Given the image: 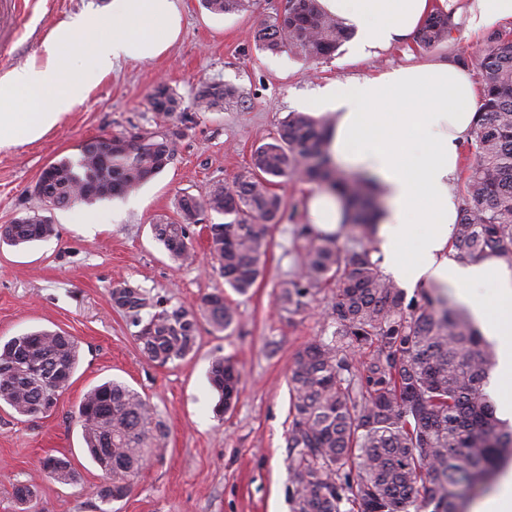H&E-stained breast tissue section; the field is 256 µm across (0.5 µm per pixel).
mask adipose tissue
Wrapping results in <instances>:
<instances>
[{
  "mask_svg": "<svg viewBox=\"0 0 512 512\" xmlns=\"http://www.w3.org/2000/svg\"><path fill=\"white\" fill-rule=\"evenodd\" d=\"M352 27L366 57L404 42L447 0H318ZM176 0H112V17L87 10L55 28L36 58L0 73V149L36 141L82 105L94 78L121 60H152L179 38ZM479 90L470 73L447 63H421L372 77L332 82L314 109L330 117L327 155L339 168L372 177L384 208L374 235L381 266L397 281L441 287L496 341L498 415L512 420V263L496 255L453 258L461 147L477 122ZM306 220L322 236L343 238V199L310 192Z\"/></svg>",
  "mask_w": 512,
  "mask_h": 512,
  "instance_id": "1",
  "label": "adipose tissue"
}]
</instances>
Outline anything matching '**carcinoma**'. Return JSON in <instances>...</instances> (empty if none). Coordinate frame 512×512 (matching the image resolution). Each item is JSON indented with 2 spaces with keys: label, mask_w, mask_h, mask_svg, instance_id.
<instances>
[{
  "label": "carcinoma",
  "mask_w": 512,
  "mask_h": 512,
  "mask_svg": "<svg viewBox=\"0 0 512 512\" xmlns=\"http://www.w3.org/2000/svg\"><path fill=\"white\" fill-rule=\"evenodd\" d=\"M213 14L247 11L252 0H203ZM457 24L436 8L415 35L430 49L453 40ZM350 36L341 22L321 11L317 0H288V8L254 32V41L276 52L286 45L308 58L336 51ZM480 56L483 95L466 150L462 215L451 240L453 256L468 262L496 254L512 262V33L496 31ZM242 100L240 87L208 83L195 98L204 111L226 110ZM160 122L154 131L114 137L104 163L99 141L80 155L52 164L48 193L60 206L92 204L130 191L173 160L177 139L169 118L181 99L159 85L150 98ZM326 120L290 114L272 141L253 153L248 171L212 185L206 196L183 194L176 217L153 225L155 239L177 264L193 259L191 227L205 212L230 217L208 224L210 254L224 282L247 294L263 276L271 226L281 218L278 179L301 177L335 189L362 233L344 249L307 227L301 268L280 284L278 301L290 314L308 307L313 291L336 285L330 308L335 329L298 351L289 368V493L293 512H467L512 459V430L497 419L486 391L495 361L492 346L468 314L423 289L406 300L397 282L372 260V224L381 212L370 181L335 171L323 151ZM56 228L45 217L27 215L9 225L0 240L22 245L46 240ZM112 306L137 328L135 340L150 361L174 364L194 349L198 317L217 332L234 328L232 305L219 294L205 297L198 311L182 306L156 309L150 294L125 282L112 289ZM148 317H143V312ZM78 345L66 333L42 329L0 342V404L24 418L44 416L47 396H59L73 378ZM209 382L221 416L238 400L241 375L229 358L213 359ZM77 422L92 461L106 475L97 495L103 502L124 497L134 477L161 455L166 431L147 399L109 380L89 389ZM51 474L71 483L70 460L55 458Z\"/></svg>",
  "instance_id": "1"
}]
</instances>
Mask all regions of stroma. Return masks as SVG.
Returning <instances> with one entry per match:
<instances>
[{"label":"stroma","instance_id":"stroma-1","mask_svg":"<svg viewBox=\"0 0 512 512\" xmlns=\"http://www.w3.org/2000/svg\"><path fill=\"white\" fill-rule=\"evenodd\" d=\"M286 0H255L246 12L216 15L200 0H178L180 38L160 57L115 63L88 99L42 138L0 150V225L39 213L58 234L27 246L0 242V339L37 329L61 330L78 343L80 360L70 386L51 415L28 420L0 409V512H292L288 493V368L297 351L331 335L333 286L317 290L305 312L278 305L279 284L296 273L305 245L295 233L305 221L312 183L275 185L282 199L279 224L270 231L264 276L247 295L230 292L209 254L206 227L222 215L208 213L194 226L195 263L178 265L154 240L153 224L174 217L178 198L204 196L215 182L248 170L252 154L270 142L292 112H306L321 87L368 77L411 63L461 61L471 76L488 46L489 30L458 28L453 41L428 50L414 40L367 58L351 42L321 59L291 47L259 49L253 32L282 11ZM86 10L110 15L109 0H34L13 40L0 46V72L37 55L43 39ZM231 83L243 101L221 112L196 108L203 84ZM182 99L174 117L184 137L174 160L136 189L93 205L47 206L35 191L42 170L101 136H129L154 127L148 99L158 84ZM141 286L168 305L198 309L204 296L226 294L237 309L233 331L199 324L194 353L157 365L139 351L135 329L113 308L118 284ZM219 355L241 372L234 408L216 416L218 400L208 371ZM125 383L146 397L167 430L166 450L134 479L129 494L109 505L96 495L104 484L76 422L78 404L92 386ZM68 458L77 473L70 484L44 472L45 458ZM32 494L20 500L18 491Z\"/></svg>","mask_w":512,"mask_h":512}]
</instances>
